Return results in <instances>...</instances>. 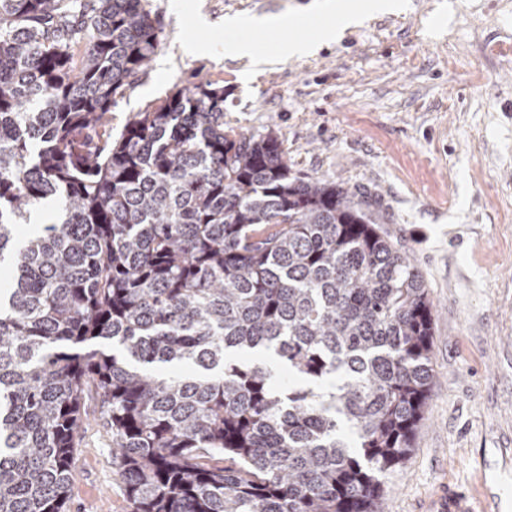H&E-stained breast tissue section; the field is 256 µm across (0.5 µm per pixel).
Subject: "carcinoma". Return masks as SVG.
Segmentation results:
<instances>
[{"label": "carcinoma", "mask_w": 512, "mask_h": 512, "mask_svg": "<svg viewBox=\"0 0 512 512\" xmlns=\"http://www.w3.org/2000/svg\"><path fill=\"white\" fill-rule=\"evenodd\" d=\"M160 33L144 0H0V512H66L91 388L132 512H385L434 380L422 278L208 80L112 137Z\"/></svg>", "instance_id": "carcinoma-1"}]
</instances>
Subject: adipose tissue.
Returning <instances> with one entry per match:
<instances>
[{
	"mask_svg": "<svg viewBox=\"0 0 512 512\" xmlns=\"http://www.w3.org/2000/svg\"><path fill=\"white\" fill-rule=\"evenodd\" d=\"M405 8V0H314L310 6L311 13L326 22L319 38L315 40L288 38L277 46L276 55L282 60L311 56L321 45L339 40L348 29L362 26L372 16L398 14ZM288 26L287 18L282 16L225 17L224 29L234 35L226 48L236 56L252 57L254 50L252 34L282 31Z\"/></svg>",
	"mask_w": 512,
	"mask_h": 512,
	"instance_id": "adipose-tissue-1",
	"label": "adipose tissue"
}]
</instances>
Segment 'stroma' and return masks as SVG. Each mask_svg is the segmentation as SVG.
<instances>
[{"mask_svg": "<svg viewBox=\"0 0 512 512\" xmlns=\"http://www.w3.org/2000/svg\"><path fill=\"white\" fill-rule=\"evenodd\" d=\"M312 0H146L162 30L116 96L119 135L172 91L224 88V128L273 133L294 174L376 203L432 305L435 380L386 512H512V0H407L315 55L262 68L224 51L228 16L285 15L313 38ZM208 26H199L198 15ZM203 46L198 56L180 50ZM69 512H131L112 435L88 395Z\"/></svg>", "mask_w": 512, "mask_h": 512, "instance_id": "obj_1", "label": "stroma"}]
</instances>
